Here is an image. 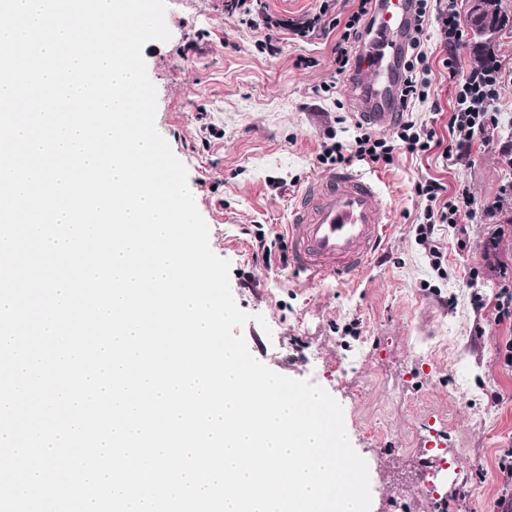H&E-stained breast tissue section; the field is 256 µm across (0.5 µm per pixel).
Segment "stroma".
<instances>
[{"label":"stroma","instance_id":"35a3bbf8","mask_svg":"<svg viewBox=\"0 0 512 512\" xmlns=\"http://www.w3.org/2000/svg\"><path fill=\"white\" fill-rule=\"evenodd\" d=\"M349 0H167L168 41L142 54L157 91L156 126L188 171V186L210 230V247L230 263L238 307L262 315L241 330L251 354L275 372L324 388L342 407L355 451L369 470L370 512H432L413 487L432 470L446 512H492L499 457L512 448V369L502 350L512 331L483 319L473 292L493 296L512 276V208H484L512 185L500 147L512 141V78L498 104L500 123L465 156L397 151L393 164L352 158L377 181L388 239L359 285L311 281L279 261L256 260L255 237L283 235L290 204L310 178L327 172L318 154L329 140L354 148L359 133L348 78L337 77L334 23ZM279 51L257 42L258 16ZM431 92L406 120L447 134L455 84L442 59L474 67L472 36L457 46L428 22ZM436 178L466 189L476 213L458 228L438 225L443 254L433 266L416 237L429 203L416 185ZM506 226L495 256L485 244ZM448 451L432 463L434 447ZM467 498H459V491Z\"/></svg>","mask_w":512,"mask_h":512}]
</instances>
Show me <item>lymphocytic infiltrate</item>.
<instances>
[{
  "label": "lymphocytic infiltrate",
  "instance_id": "obj_1",
  "mask_svg": "<svg viewBox=\"0 0 512 512\" xmlns=\"http://www.w3.org/2000/svg\"><path fill=\"white\" fill-rule=\"evenodd\" d=\"M352 3L354 9L336 44V72L340 75L356 66L354 46L363 36L361 25L374 19L373 0H352ZM429 11V0H416L413 30L400 62L398 92L406 107L429 96L427 54L422 41ZM505 79V70L479 67L471 68L464 79H458L448 119V138H440L435 128H420L415 123L403 122L397 124L396 138L392 141L370 132L361 133L356 139V155L374 164L387 165L393 163L394 151L398 148L411 154L437 149L446 159L462 156L470 151L477 140L483 139L490 126L498 124L497 102ZM417 189L419 195L425 196L428 201L440 204L437 213L427 214L425 223L416 227L420 241L430 244L436 224H446L452 228L458 225L462 210L469 206L468 195L460 190L455 196H448L447 186L435 179L418 184Z\"/></svg>",
  "mask_w": 512,
  "mask_h": 512
}]
</instances>
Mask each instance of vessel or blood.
Here are the masks:
<instances>
[{
	"mask_svg": "<svg viewBox=\"0 0 512 512\" xmlns=\"http://www.w3.org/2000/svg\"><path fill=\"white\" fill-rule=\"evenodd\" d=\"M413 0H376L375 45L359 55L358 68L375 85L356 98L359 119L378 129L400 117L397 61L407 41ZM291 262L308 279L355 278L368 267L384 231L385 204L375 181L349 168L310 179L290 210Z\"/></svg>",
	"mask_w": 512,
	"mask_h": 512,
	"instance_id": "vessel-or-blood-1",
	"label": "vessel or blood"
}]
</instances>
